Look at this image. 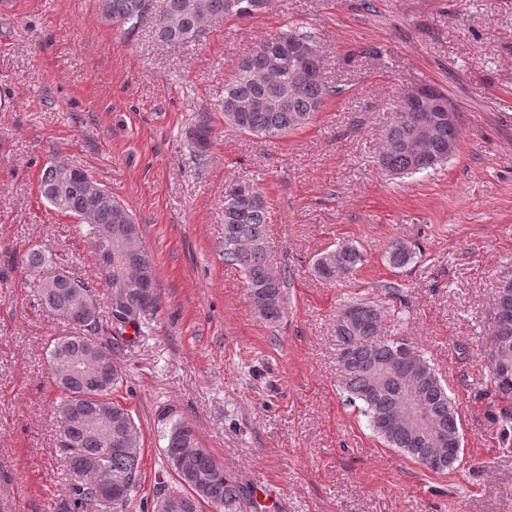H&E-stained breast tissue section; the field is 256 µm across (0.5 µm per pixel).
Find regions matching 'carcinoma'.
<instances>
[{
    "label": "carcinoma",
    "mask_w": 512,
    "mask_h": 512,
    "mask_svg": "<svg viewBox=\"0 0 512 512\" xmlns=\"http://www.w3.org/2000/svg\"><path fill=\"white\" fill-rule=\"evenodd\" d=\"M245 9L230 12L229 0H165L155 16L154 37L168 45H179L201 35L213 18L234 15L251 18L267 5V0H241ZM101 17L108 25L123 20L122 28L132 34L153 13V0H98ZM290 39H302L320 49L317 36L295 26L265 37L259 47L243 56L234 73L224 83V124L237 132L269 141L280 139L310 125L326 101L335 94L323 79L310 80L292 66L277 67L273 58L277 46ZM460 124L448 122L441 112L395 111L386 129L378 163L382 171L404 177L435 170L448 162V144L459 141ZM68 166L51 163L41 173L45 200L59 191L61 174ZM89 175L77 176L65 185L63 203L57 210L79 216L91 212L93 223L112 231L118 242L119 259L112 276H100L106 296L125 289L128 307L142 311L143 290L155 288L156 270L152 258L139 246L140 225L126 224L129 209L106 191L95 197L89 189ZM224 261L245 275L249 298L259 316L274 325L284 316V280L277 274L267 244V200L257 192L252 200L235 211H224ZM412 258L404 243L391 245L390 262L401 267ZM362 255L353 246L322 252L314 273L321 281L334 284L359 264ZM40 299L60 318L67 317L72 304L85 300L84 324L74 331L54 337L48 347L49 366L60 394L58 411L72 412L71 424L60 434L59 448L66 468L93 461L102 448L97 429L103 423L122 435L125 447L112 449L108 467L112 472L113 498L118 512L141 486V443L133 415L121 402L112 399L123 377L117 369L112 342L103 343L98 334L108 327L109 335L124 336L112 317L101 319L96 289L72 270H60L53 281L42 280ZM368 312L367 322H349L336 315L335 330L340 342L339 355L343 390L349 402L360 403L369 427L389 448L434 471L452 469L458 459L437 462L440 449L461 436L456 403L448 394L436 369L422 354L409 364L398 361L403 338L379 335L384 307L375 301L350 302ZM494 331L488 354L489 381L500 400L512 399V283L498 288L493 307ZM84 366L81 374L70 362ZM162 422V452L176 474V485L159 490L154 512H171L170 501L178 496L185 504L181 512H200L203 503L222 504L221 512H246L250 495L224 473L210 452L200 446L194 429L170 410L159 414ZM98 471L88 468L80 484H70L65 499L55 512H88L97 503Z\"/></svg>",
    "instance_id": "carcinoma-1"
}]
</instances>
